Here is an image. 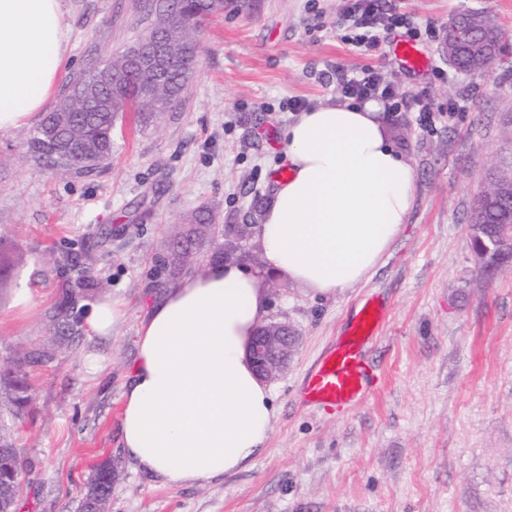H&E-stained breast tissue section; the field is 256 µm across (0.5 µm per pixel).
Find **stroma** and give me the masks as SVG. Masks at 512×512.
<instances>
[{
  "label": "stroma",
  "instance_id": "obj_1",
  "mask_svg": "<svg viewBox=\"0 0 512 512\" xmlns=\"http://www.w3.org/2000/svg\"><path fill=\"white\" fill-rule=\"evenodd\" d=\"M146 0H62L64 81L132 46L153 18ZM431 59L413 77L388 49L347 42V0H229L198 34L199 63L179 102L148 127L125 115L112 155L53 173L26 152L32 126L0 132V237L25 260L0 289V427L22 464L20 512H78L98 466L116 468L108 512H512V268L485 270L466 215L512 128V0H398ZM465 11L501 31L493 69L464 73L444 53L448 21ZM373 68L398 95H422L432 114L386 111L389 138L413 167L407 224L371 275L336 293L272 280L267 320L301 344L270 384L272 432L248 469L171 486L121 446L119 413L137 329L176 223L200 208L219 218L184 275L203 273L224 227L268 203L283 169L290 102L342 100L336 68ZM461 109L449 112V101ZM90 283L72 299L67 284ZM28 293V305L17 303ZM385 320L367 346L374 390L325 410L302 398L314 361L343 335L363 300ZM122 304L111 335L85 317L103 298ZM71 335H57L58 307ZM24 392H17V385Z\"/></svg>",
  "mask_w": 512,
  "mask_h": 512
}]
</instances>
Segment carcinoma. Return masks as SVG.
<instances>
[{"instance_id":"carcinoma-1","label":"carcinoma","mask_w":512,"mask_h":512,"mask_svg":"<svg viewBox=\"0 0 512 512\" xmlns=\"http://www.w3.org/2000/svg\"><path fill=\"white\" fill-rule=\"evenodd\" d=\"M225 0H178V16L168 21L162 0H155L154 24L166 30L167 38L179 48L169 71L158 78L128 67L126 52L113 55L110 82L100 84L97 67H92L68 83V94L58 107L45 115L36 133L28 141V152L36 161L56 163L58 151L71 156V167H88L112 155V129L123 118V113L134 112L144 123L158 119L181 97L198 62L191 54L188 68L182 67L181 53L197 43L195 34L203 21L224 13ZM462 27L486 46L485 53L472 65L471 71H483L497 59L500 51V33L496 28L482 27L478 16L461 15ZM487 186L474 201L470 225H482L492 235L502 224H512V197L503 192L512 189V160L491 169L486 176ZM216 223L214 212L205 208L190 219L186 231H178L174 240L179 249L158 259L166 279L174 278L192 258L189 245L205 235ZM22 257L0 244V288L6 287L14 276ZM116 472L112 463H102L91 481L89 490L100 499V508H106L112 498ZM19 489L12 483H0V512H17Z\"/></svg>"}]
</instances>
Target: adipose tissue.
Listing matches in <instances>:
<instances>
[{"label":"adipose tissue","instance_id":"adipose-tissue-1","mask_svg":"<svg viewBox=\"0 0 512 512\" xmlns=\"http://www.w3.org/2000/svg\"><path fill=\"white\" fill-rule=\"evenodd\" d=\"M66 53L61 0H0V132L27 126ZM382 102H333L283 128L290 167L256 228L261 262H218L157 297L134 341L121 443L165 483L249 468L272 430L273 394L249 348L278 276L330 294L366 279L408 221L416 183L384 133Z\"/></svg>","mask_w":512,"mask_h":512}]
</instances>
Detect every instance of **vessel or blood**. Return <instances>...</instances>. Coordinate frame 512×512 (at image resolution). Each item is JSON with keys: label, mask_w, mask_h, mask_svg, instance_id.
Segmentation results:
<instances>
[{"label": "vessel or blood", "mask_w": 512, "mask_h": 512, "mask_svg": "<svg viewBox=\"0 0 512 512\" xmlns=\"http://www.w3.org/2000/svg\"><path fill=\"white\" fill-rule=\"evenodd\" d=\"M390 50L399 65L414 76L424 75L428 61L419 44L411 39H392ZM383 310L366 301L348 335L340 337L317 360L306 377L303 398L323 407H341L358 402L372 391V373L365 347L375 335Z\"/></svg>", "instance_id": "vessel-or-blood-1"}]
</instances>
